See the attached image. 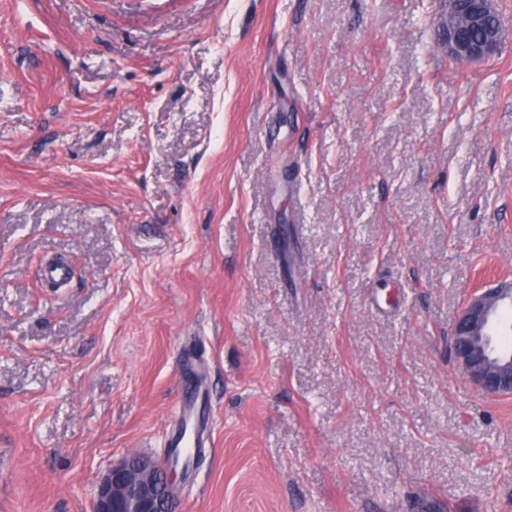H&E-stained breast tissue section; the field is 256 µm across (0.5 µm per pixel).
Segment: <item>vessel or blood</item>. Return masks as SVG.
Masks as SVG:
<instances>
[{
	"instance_id": "1",
	"label": "vessel or blood",
	"mask_w": 512,
	"mask_h": 512,
	"mask_svg": "<svg viewBox=\"0 0 512 512\" xmlns=\"http://www.w3.org/2000/svg\"><path fill=\"white\" fill-rule=\"evenodd\" d=\"M206 377L186 364L180 374L177 400L169 420L166 440L170 448H197L212 423V404L205 393Z\"/></svg>"
}]
</instances>
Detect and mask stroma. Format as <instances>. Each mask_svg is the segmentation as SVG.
I'll list each match as a JSON object with an SVG mask.
<instances>
[{
  "mask_svg": "<svg viewBox=\"0 0 512 512\" xmlns=\"http://www.w3.org/2000/svg\"><path fill=\"white\" fill-rule=\"evenodd\" d=\"M497 8L459 65L440 0H0V512L166 457L184 345L179 512H512V396L452 349L512 280ZM194 353L188 351L185 368L181 371L177 400L169 420L168 448H201L204 434L208 441V427L213 409L205 393L206 376L194 368Z\"/></svg>",
  "mask_w": 512,
  "mask_h": 512,
  "instance_id": "obj_1",
  "label": "stroma"
}]
</instances>
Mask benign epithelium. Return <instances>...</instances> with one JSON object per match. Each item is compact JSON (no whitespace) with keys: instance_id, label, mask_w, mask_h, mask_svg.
Instances as JSON below:
<instances>
[{"instance_id":"7a95c632","label":"benign epithelium","mask_w":512,"mask_h":512,"mask_svg":"<svg viewBox=\"0 0 512 512\" xmlns=\"http://www.w3.org/2000/svg\"><path fill=\"white\" fill-rule=\"evenodd\" d=\"M496 0H443L439 44L456 64L477 63L495 56L504 40L496 20ZM480 31L476 39L468 29ZM512 304V282L476 289L467 300L453 333V350L464 377L482 392L512 395V354L487 349L488 336L504 306ZM173 467L160 458L130 452L112 465L97 485L92 512H174Z\"/></svg>"}]
</instances>
